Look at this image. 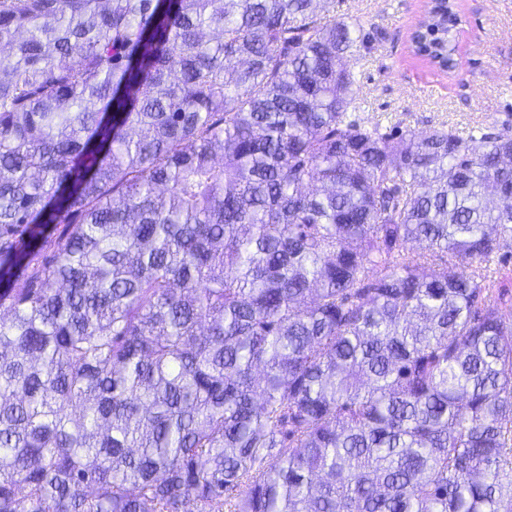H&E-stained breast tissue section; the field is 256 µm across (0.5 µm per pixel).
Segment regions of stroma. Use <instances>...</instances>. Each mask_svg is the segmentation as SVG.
Instances as JSON below:
<instances>
[{
	"label": "stroma",
	"instance_id": "stroma-1",
	"mask_svg": "<svg viewBox=\"0 0 512 512\" xmlns=\"http://www.w3.org/2000/svg\"><path fill=\"white\" fill-rule=\"evenodd\" d=\"M424 0H328V16L377 26L357 74L365 120L421 132L441 123L466 132L512 121V0H457V68L442 71L413 55L409 36Z\"/></svg>",
	"mask_w": 512,
	"mask_h": 512
}]
</instances>
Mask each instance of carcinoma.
<instances>
[{
    "label": "carcinoma",
    "mask_w": 512,
    "mask_h": 512,
    "mask_svg": "<svg viewBox=\"0 0 512 512\" xmlns=\"http://www.w3.org/2000/svg\"><path fill=\"white\" fill-rule=\"evenodd\" d=\"M327 2L0 0V512H512V133ZM498 255L503 260L499 281L503 290L505 305L503 310L506 314H512V238H504L500 241Z\"/></svg>",
    "instance_id": "carcinoma-1"
}]
</instances>
